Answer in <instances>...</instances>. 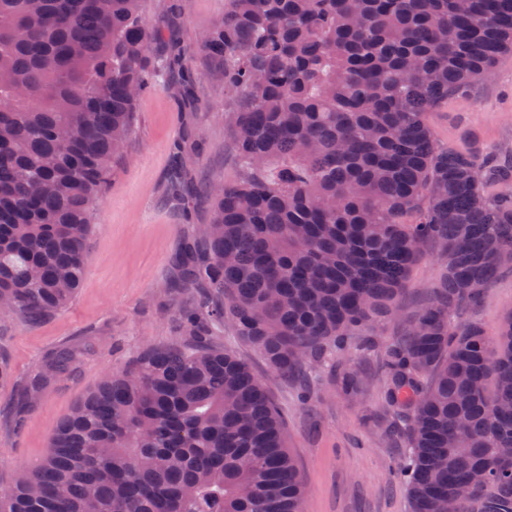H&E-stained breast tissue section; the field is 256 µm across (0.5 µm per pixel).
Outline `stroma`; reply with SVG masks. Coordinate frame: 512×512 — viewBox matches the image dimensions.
Listing matches in <instances>:
<instances>
[{"label": "stroma", "instance_id": "1", "mask_svg": "<svg viewBox=\"0 0 512 512\" xmlns=\"http://www.w3.org/2000/svg\"><path fill=\"white\" fill-rule=\"evenodd\" d=\"M144 17L160 33L156 57L179 52L183 65L166 71L164 85L152 86L135 104L134 124L88 241L84 280L57 315L33 323L0 313V363L9 370L0 380L2 489L19 470L42 460L54 429L105 371H125L146 345L180 339L182 295L169 286V261L195 225L209 222L210 206L199 196L185 207L171 195L176 145H194L182 159L193 189L238 176L225 115L230 98L223 83L208 78L210 61L198 49L202 34L223 19L224 0H145ZM427 121L439 143L462 151L490 148L512 158V53L467 92L428 113ZM440 271L432 254L413 267L398 315L376 328L380 342L403 336ZM511 314L507 269L468 315L492 332ZM211 341L250 366L283 417L288 448L307 488L305 512H409L407 487L390 474L407 434L397 429L383 435L366 420L380 411L377 355L352 350L341 356L361 376V389L351 397L337 391L333 368L304 369L287 379L228 326L213 327ZM64 346L74 349L72 362L50 379L37 403H29L28 385Z\"/></svg>", "mask_w": 512, "mask_h": 512}]
</instances>
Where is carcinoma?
<instances>
[{"label":"carcinoma","mask_w":512,"mask_h":512,"mask_svg":"<svg viewBox=\"0 0 512 512\" xmlns=\"http://www.w3.org/2000/svg\"><path fill=\"white\" fill-rule=\"evenodd\" d=\"M143 0H0V298L64 310L94 215L149 81ZM201 50L232 98L237 181L174 257L195 290L188 341L106 372L0 512H304L264 385L205 335L225 322L271 369L381 349L382 407L410 448L411 512H512V314L459 320L512 266V165L435 143L427 113L512 50V0H225ZM442 274L405 336L381 344L410 272ZM70 354L26 392L37 399ZM359 373L342 366L352 395Z\"/></svg>","instance_id":"carcinoma-1"}]
</instances>
